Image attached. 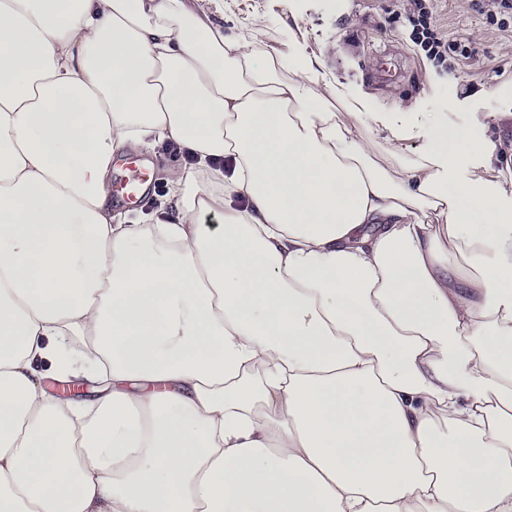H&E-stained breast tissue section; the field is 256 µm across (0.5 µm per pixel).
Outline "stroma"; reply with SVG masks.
<instances>
[{
	"label": "stroma",
	"instance_id": "35a3bbf8",
	"mask_svg": "<svg viewBox=\"0 0 512 512\" xmlns=\"http://www.w3.org/2000/svg\"><path fill=\"white\" fill-rule=\"evenodd\" d=\"M411 0H216L211 11L226 36L259 22L264 49H298L325 57L326 81L387 112L401 99L408 111L460 134L512 143V30H501L487 0H431L446 39L475 48L467 63L437 67L410 38ZM509 113L494 123L492 113Z\"/></svg>",
	"mask_w": 512,
	"mask_h": 512
}]
</instances>
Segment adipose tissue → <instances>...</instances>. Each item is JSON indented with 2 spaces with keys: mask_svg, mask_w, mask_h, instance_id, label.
<instances>
[{
  "mask_svg": "<svg viewBox=\"0 0 512 512\" xmlns=\"http://www.w3.org/2000/svg\"><path fill=\"white\" fill-rule=\"evenodd\" d=\"M211 2L0 0V512H512L495 144ZM165 142L175 216L124 223L114 157ZM37 368L43 375V386L45 387L46 391L56 398L93 400L96 396H98V390H112V377L108 374L101 380L106 381L108 379V381L105 382L107 383L106 385H103L105 383L98 384L88 381H81L80 384H78V382L66 383L64 378L56 375V372L49 360H40L38 362Z\"/></svg>",
  "mask_w": 512,
  "mask_h": 512,
  "instance_id": "obj_1",
  "label": "adipose tissue"
}]
</instances>
